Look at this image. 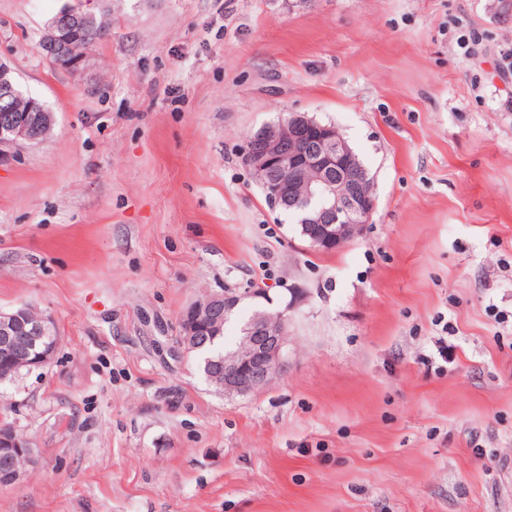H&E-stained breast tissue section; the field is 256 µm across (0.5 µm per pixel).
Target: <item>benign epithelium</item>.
<instances>
[{
	"mask_svg": "<svg viewBox=\"0 0 512 512\" xmlns=\"http://www.w3.org/2000/svg\"><path fill=\"white\" fill-rule=\"evenodd\" d=\"M87 15L72 7L56 14L41 37L46 59L57 70L81 71L87 56L83 32ZM13 71L0 61V101L21 97ZM27 106L0 116V152L18 143L37 142L52 130L54 118L34 98ZM249 160L268 199L282 208L305 205L306 234L319 250H333L360 236L374 211L376 198L364 191L367 175L348 177L352 157L333 125L304 115H290L258 129L249 140ZM359 220L341 222L339 213ZM236 294H215L192 303L183 313L185 336H217L222 320L236 308ZM287 316L283 311L260 314L242 328L235 347L224 352L223 392L243 396L271 384L284 368ZM54 331L52 321L27 307L0 311V349L15 362L28 361L29 344ZM26 444L15 432L0 431V468L7 484H21L25 471L15 460Z\"/></svg>",
	"mask_w": 512,
	"mask_h": 512,
	"instance_id": "7a95c632",
	"label": "benign epithelium"
}]
</instances>
